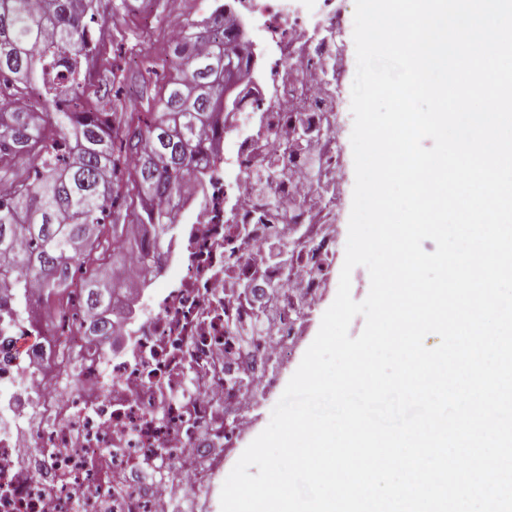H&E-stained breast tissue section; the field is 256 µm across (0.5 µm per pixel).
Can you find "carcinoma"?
<instances>
[{
  "label": "carcinoma",
  "instance_id": "obj_1",
  "mask_svg": "<svg viewBox=\"0 0 512 512\" xmlns=\"http://www.w3.org/2000/svg\"><path fill=\"white\" fill-rule=\"evenodd\" d=\"M94 0H0V163L22 161V177L0 194V278L18 289L38 280L45 297L79 295L85 332L110 335L115 277L100 274L131 226L151 238L138 253L153 266L174 230V199L199 181L205 134L223 107L224 51L241 68L240 34L224 7L199 31L176 38V76L151 94L155 70L139 69L147 112H119L125 69L94 41ZM91 87L104 89L96 104Z\"/></svg>",
  "mask_w": 512,
  "mask_h": 512
}]
</instances>
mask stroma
Listing matches in <instances>:
<instances>
[{
  "instance_id": "35a3bbf8",
  "label": "stroma",
  "mask_w": 512,
  "mask_h": 512,
  "mask_svg": "<svg viewBox=\"0 0 512 512\" xmlns=\"http://www.w3.org/2000/svg\"><path fill=\"white\" fill-rule=\"evenodd\" d=\"M129 2L130 9L126 14L114 16L107 9V0H96L102 30L101 38L113 54L124 59L134 55L156 63L163 62L169 54L170 31L200 23L211 13L206 0ZM334 39L335 55L341 63V69L335 86L340 106L335 117L338 132L333 152L345 175L341 182L334 183L329 180L327 174L315 172V194L319 199L317 218L311 224L294 225L292 231L296 254L305 253L313 244H326L320 287L314 305H293V338L290 348L286 356L269 360L267 376L273 380L274 385L260 392L251 405L250 427L243 433L231 434L229 442H226L222 468L224 474L230 473L245 448L268 425L273 407L316 337L323 313L337 295L340 272L345 259L355 183L350 137L353 128L351 87L357 63L352 26L337 28Z\"/></svg>"
}]
</instances>
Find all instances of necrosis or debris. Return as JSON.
Listing matches in <instances>:
<instances>
[{"label":"necrosis or debris","mask_w":512,"mask_h":512,"mask_svg":"<svg viewBox=\"0 0 512 512\" xmlns=\"http://www.w3.org/2000/svg\"><path fill=\"white\" fill-rule=\"evenodd\" d=\"M327 2L225 0V15L262 35L243 66L254 92L208 157L200 205H181L188 230L163 254V273L132 274L113 297L116 344L83 336L74 303L29 341L35 324L0 283V512H75L80 496L95 512H182L179 500L217 475L225 408L241 407L242 388L258 395L247 375L287 343L261 339L246 354L229 344L227 318L255 312L225 300L224 273L244 270L261 225L312 219L305 152L288 150L263 200L252 192L282 134H305L307 150L334 138L327 48L340 20Z\"/></svg>","instance_id":"4bbe7bcc"}]
</instances>
